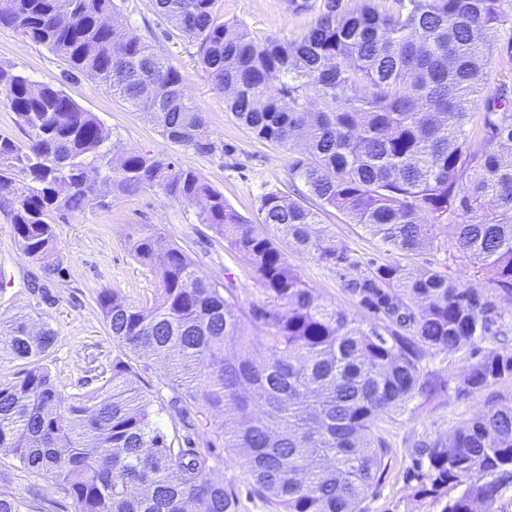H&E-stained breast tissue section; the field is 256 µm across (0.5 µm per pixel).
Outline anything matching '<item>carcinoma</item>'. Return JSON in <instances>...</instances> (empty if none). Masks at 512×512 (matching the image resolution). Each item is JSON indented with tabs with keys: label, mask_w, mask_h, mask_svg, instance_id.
Masks as SVG:
<instances>
[{
	"label": "carcinoma",
	"mask_w": 512,
	"mask_h": 512,
	"mask_svg": "<svg viewBox=\"0 0 512 512\" xmlns=\"http://www.w3.org/2000/svg\"><path fill=\"white\" fill-rule=\"evenodd\" d=\"M361 0L325 9L299 36L260 42L219 21L216 0H154L155 13L199 41L204 71L233 118L264 142L299 148L290 165L305 192L260 199L245 220L192 169L149 154L104 150L97 116L50 82L0 67V98L27 140L0 135V197L19 248L60 271L55 224L105 199L158 188L199 208L200 223L246 256L262 298L197 271L189 253L146 233L129 242L158 286L152 302L96 293L120 355L93 390L65 400L47 360L58 332L27 317L0 322V455L51 475L74 512H237L221 462L153 420L137 362H163L175 401L224 418V449L275 512H362L384 471L381 423L418 396L448 389L423 366L435 352L478 357L456 388L472 395L512 381V347L497 300L512 299V75L489 86L493 63L512 65V0ZM114 0H0V26L45 47L71 71L104 83L196 153L216 145L180 71L128 35ZM317 202L307 205L306 197ZM333 209L401 256L434 245L477 265V291L438 270L380 263L345 281L387 322L364 327L324 303L288 263L282 244L351 268L319 212ZM432 485L461 487L441 512H506L512 487V401L491 406L446 438L419 444ZM0 493V512H30Z\"/></svg>",
	"instance_id": "1"
}]
</instances>
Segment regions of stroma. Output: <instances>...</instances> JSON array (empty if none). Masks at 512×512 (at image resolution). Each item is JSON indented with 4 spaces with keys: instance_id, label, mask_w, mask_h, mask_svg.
<instances>
[{
    "instance_id": "obj_1",
    "label": "stroma",
    "mask_w": 512,
    "mask_h": 512,
    "mask_svg": "<svg viewBox=\"0 0 512 512\" xmlns=\"http://www.w3.org/2000/svg\"><path fill=\"white\" fill-rule=\"evenodd\" d=\"M126 31L145 42L158 56L181 72L188 98L203 112L218 149L210 155L166 140L102 83L78 76H64L63 62L46 48L22 38L9 28H0V65L12 67L37 81L51 82L83 108L94 112L109 134L105 143L112 155H164L175 166L201 173L225 201L243 217L258 222L260 198L265 193L290 192L293 151L261 143L225 108V94L203 71L198 44L154 12L152 0H116ZM221 22L244 27L256 39L269 36L292 39L314 19L313 14L296 15L288 0H218ZM7 200L0 199V319L29 315L50 324L59 334L50 369L59 382L62 398L100 387L109 377L117 348L107 336L94 297L107 288L134 303L152 297L157 281L149 269L133 258L129 241L149 228L165 240L182 246L202 274L211 280H233L241 303L261 299L260 284L253 279L247 258L228 248L223 239L201 224L196 207L178 203L161 190L145 189L132 195H116L109 207L70 216L56 226L61 271L48 276L39 264L17 245L6 217ZM337 241L348 250L351 261L368 268L385 262L384 245L360 225L336 211L321 217ZM288 261L326 303L346 311L363 323L375 316L362 307L344 288L338 269L310 256L289 252ZM411 265H426L478 290L489 282L471 263L455 252L440 247L412 256ZM472 363L464 351L428 356L424 364L448 383L449 389L428 398L415 399L402 416L388 427L390 451L378 483L367 490L362 512H440L443 498L433 494L427 465L419 455V441L445 436L471 421L492 404L512 397V381L469 396L455 395ZM140 385L153 400L159 426L190 436L196 447L212 448L223 460L212 478L224 481L236 494L239 512H274L254 495L235 461L224 454V437L217 431L220 417L204 409L189 408L176 415L168 407L172 397L160 382L161 362L142 357L137 364ZM0 492L30 500L31 512H74L71 499L44 475L20 468L12 457L0 455Z\"/></svg>"
}]
</instances>
